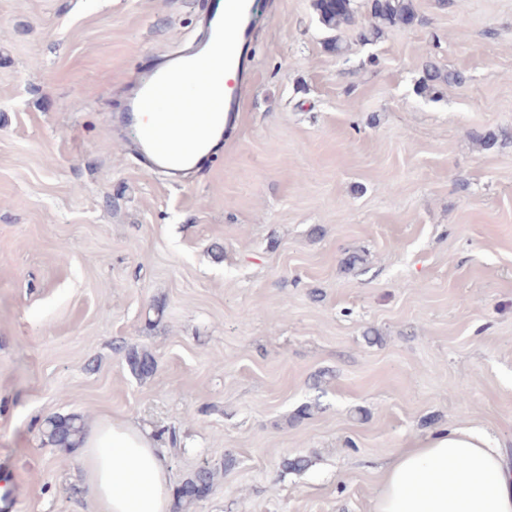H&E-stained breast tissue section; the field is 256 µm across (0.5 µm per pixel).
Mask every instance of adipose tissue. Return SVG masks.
<instances>
[{"instance_id":"adipose-tissue-1","label":"adipose tissue","mask_w":512,"mask_h":512,"mask_svg":"<svg viewBox=\"0 0 512 512\" xmlns=\"http://www.w3.org/2000/svg\"><path fill=\"white\" fill-rule=\"evenodd\" d=\"M76 459L95 512H170L166 453L141 428L103 418ZM372 512H512V463L479 430L448 425L383 466Z\"/></svg>"}]
</instances>
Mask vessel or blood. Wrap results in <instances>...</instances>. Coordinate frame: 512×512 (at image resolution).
<instances>
[{
  "mask_svg": "<svg viewBox=\"0 0 512 512\" xmlns=\"http://www.w3.org/2000/svg\"><path fill=\"white\" fill-rule=\"evenodd\" d=\"M261 6V0H224L223 9L206 14L201 38L163 62L143 60L119 121L135 129L132 149L149 168L187 176L232 134ZM228 73L235 81H225Z\"/></svg>",
  "mask_w": 512,
  "mask_h": 512,
  "instance_id": "b4317fda",
  "label": "vessel or blood"
}]
</instances>
